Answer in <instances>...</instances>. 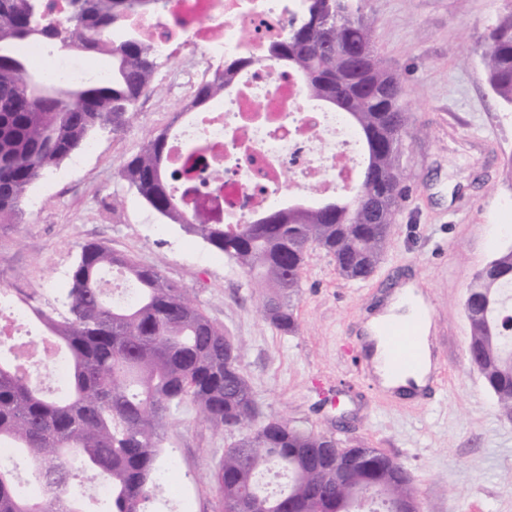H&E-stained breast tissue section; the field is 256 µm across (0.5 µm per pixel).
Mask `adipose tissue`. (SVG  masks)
I'll use <instances>...</instances> for the list:
<instances>
[{
	"mask_svg": "<svg viewBox=\"0 0 512 512\" xmlns=\"http://www.w3.org/2000/svg\"><path fill=\"white\" fill-rule=\"evenodd\" d=\"M426 304L422 293L416 292L413 286H406L398 291L386 308L372 316L366 323L368 333L366 338L367 350L370 356L373 373L381 387L389 390L419 391L425 388L433 368L429 348L428 325L419 328V340L422 358L418 367L410 372L394 376L387 372L384 361L386 358V343L380 336L381 325L390 319L411 320L418 312L425 310Z\"/></svg>",
	"mask_w": 512,
	"mask_h": 512,
	"instance_id": "adipose-tissue-1",
	"label": "adipose tissue"
}]
</instances>
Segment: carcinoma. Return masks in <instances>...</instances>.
<instances>
[{
  "mask_svg": "<svg viewBox=\"0 0 512 512\" xmlns=\"http://www.w3.org/2000/svg\"><path fill=\"white\" fill-rule=\"evenodd\" d=\"M63 24H42L44 0H0V217L16 215L32 184L79 150L97 131L123 130L134 107L154 85V48L140 36L112 44V28L130 13L162 0H77ZM352 0H300L285 34L270 41L267 56L302 81L307 97L338 112L354 129L363 161L355 192L319 206L271 209L249 224H213L187 214L166 174L170 136L150 138L118 169V175L159 215L234 261L259 279L266 293L262 313L276 329H297L295 301L305 258L317 246L332 256L347 280L368 278L380 262L403 186L402 158L410 135L404 90L386 70L371 35V22ZM42 39L65 51L112 57L108 79L56 96L33 95L24 73L33 71L19 46ZM487 81L512 108V5L501 12L479 45ZM248 58L224 61L221 72L198 86L192 105L224 94ZM116 270L134 284V298L108 301L102 273ZM69 316L28 305L30 315L57 342L70 368L69 393L57 398L0 356V444L23 450L42 493L24 495L15 469L0 468V512H87L72 494L70 460L82 473L111 487L105 512H148L164 471V431L186 403L199 421L234 437L211 473L220 502L251 512H357L361 471L336 484V468L307 467L301 449L334 448L338 442L290 421L272 419L252 430V389L228 369L242 344L224 335L185 291L160 270L99 244L82 246L68 289ZM466 299L477 368L498 410L512 421V247L475 276ZM288 478L278 492L261 482L269 464ZM389 477L364 512H397L415 495L414 478L386 457Z\"/></svg>",
  "mask_w": 512,
  "mask_h": 512,
  "instance_id": "1",
  "label": "carcinoma"
}]
</instances>
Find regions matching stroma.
Instances as JSON below:
<instances>
[{
	"mask_svg": "<svg viewBox=\"0 0 512 512\" xmlns=\"http://www.w3.org/2000/svg\"><path fill=\"white\" fill-rule=\"evenodd\" d=\"M504 4L354 0L373 22L383 65L403 81L418 132L406 141V193L382 261L368 279L349 281L323 250H309L295 332L262 317V291L235 263L167 223L119 178V165L177 115L165 87L140 98L123 131L95 133L93 150L39 180L19 217L0 220V290L58 308L54 283L70 282L84 244L132 255L242 343L256 424L285 417L340 447L380 449L412 473L421 512H512V422L469 361L463 310L476 273L512 244V109L492 92L478 50ZM412 278L428 296L438 364L420 400L383 392L360 350L365 314ZM231 441L192 407L170 420L163 491L181 497L183 512H218L209 474Z\"/></svg>",
	"mask_w": 512,
	"mask_h": 512,
	"instance_id": "1",
	"label": "stroma"
}]
</instances>
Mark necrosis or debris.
<instances>
[{"label":"necrosis or debris","instance_id":"1","mask_svg":"<svg viewBox=\"0 0 512 512\" xmlns=\"http://www.w3.org/2000/svg\"><path fill=\"white\" fill-rule=\"evenodd\" d=\"M289 2L166 0L162 8L129 15L112 31L118 41L135 30L167 57L170 92L178 100L186 98L211 58L252 57L222 97L188 113L170 137L175 168L191 146H203L192 183L178 180L174 187L190 207L218 224L246 223L278 206L290 188L325 194L353 176L359 155L353 130L335 111L305 103L300 80L265 53L269 39L284 31ZM179 42L199 46V60L177 57L173 46ZM22 51L61 87L108 75L93 57L59 54L38 40ZM215 169L223 170V181L211 182Z\"/></svg>","mask_w":512,"mask_h":512}]
</instances>
